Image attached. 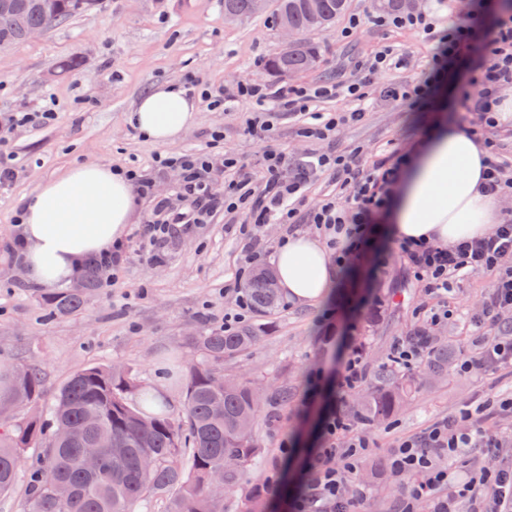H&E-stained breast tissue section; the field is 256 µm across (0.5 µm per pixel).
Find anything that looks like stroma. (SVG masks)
Returning a JSON list of instances; mask_svg holds the SVG:
<instances>
[{
    "mask_svg": "<svg viewBox=\"0 0 512 512\" xmlns=\"http://www.w3.org/2000/svg\"><path fill=\"white\" fill-rule=\"evenodd\" d=\"M373 9V0H351L348 15L331 29L310 34L319 51L316 67L287 76L270 75L263 67L279 45L270 14L228 23L224 0H101L96 11L21 44L0 47V113L35 112L50 99L56 104L52 125L10 135L16 175L0 188V364L39 369L42 405L52 402L73 373L96 363L127 368L144 387L164 384L172 408H180L189 368L202 359L195 336L223 328L225 313L236 309L234 294L224 287L239 267L240 243L233 229L244 217L221 212L211 223L193 225L173 237L160 261L152 264L144 258L143 244L130 243L124 271L113 285L92 290L82 311L50 318L41 305L42 290L27 283L8 249L16 236L20 199L70 164L105 161L146 169L158 153L207 147L217 130L224 134L218 153L237 156L260 172L262 146L243 132L253 113L250 103L227 109L213 106L209 96L202 98L195 125L165 147L142 140L125 116L134 99L153 85L182 84L191 77L199 78L210 93L236 84L314 88L367 80L376 91L404 85L426 67L432 45L418 28H365L341 38L351 15ZM383 45L404 55L409 65L368 75L361 63ZM431 121V116L379 99L364 121L324 141L300 137L302 115L278 116L275 139L298 157L359 148L373 160L390 143L413 149ZM492 283L489 275L458 283L448 297L458 317L430 328V335L448 337L450 361L476 354L478 332L464 312L481 303ZM433 303L404 262L392 261L381 272L362 262L342 272L324 302L286 303L262 328L255 346L225 358V375L249 380L266 397L254 433L268 461L225 494L226 512H237L241 499L257 490L271 512H288L293 485L281 477V444L288 439L301 450L315 447L318 418L335 403L338 355L347 343L361 345L368 377L376 379L393 341L419 328L414 308ZM330 309L335 317L328 329L321 318ZM316 371L323 380L313 389L308 377ZM285 384L291 399L274 401V392ZM492 395L512 398V368L452 372L437 384L417 387L392 425L370 429L372 447L353 476L354 482L367 485L368 493L354 512H398L401 482L372 469L371 461L387 460L399 438L423 432ZM483 425L499 435L502 446L494 453H474V467L512 465V414L487 416Z\"/></svg>",
    "mask_w": 512,
    "mask_h": 512,
    "instance_id": "35a3bbf8",
    "label": "stroma"
}]
</instances>
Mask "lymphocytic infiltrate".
<instances>
[{"instance_id":"1","label":"lymphocytic infiltrate","mask_w":512,"mask_h":512,"mask_svg":"<svg viewBox=\"0 0 512 512\" xmlns=\"http://www.w3.org/2000/svg\"><path fill=\"white\" fill-rule=\"evenodd\" d=\"M418 27L434 42L435 50L426 68L400 88L384 90L386 100L407 105L412 111L427 112L437 86L448 67L460 58L470 59L467 75L458 83L456 95L464 109L476 110L479 123L469 124L472 135L483 138L486 128L497 126L495 108L502 86L512 85V0H469L464 12L447 26H439L430 15L402 13L384 17L367 13L352 17L349 26L363 25ZM345 94L363 101L369 93L363 86H323L316 91L281 86L271 89L241 84L219 92L216 103L234 104L250 100L258 114L247 122V134L264 144L263 176L254 180L249 166L240 159L216 157L206 149H190L177 155L159 154L157 170L175 169L180 173L177 193L186 207L175 206L167 197L153 193L152 180L137 167L127 175L139 197L149 199L150 216L141 227L152 246L150 260H157L177 229L207 223L218 211H244L248 223L240 225L242 248L234 282L227 289L235 293L237 313L224 317L225 331L235 330L249 308L243 280L260 261L264 245L251 232L257 224H313L328 233V243L336 252L340 267L362 257L375 224L383 219L393 187L408 162L400 148L386 150L377 159L365 160L360 152L313 153L293 159L287 148L271 146L273 116L278 112L302 114L312 96ZM326 174L336 181L340 192L322 200L308 211L299 208L315 175ZM223 182V194H215L214 182ZM403 260L414 279L421 282L438 307L418 308L426 323L436 325L452 318L448 296L464 278L489 274L494 286L485 296L479 312L469 314V322L486 329L478 355L459 359L460 372L479 365L488 369L512 366V336L505 331L512 325V217L495 225L489 234L466 239L451 246L432 242L400 241L395 255L375 258L377 268H386L392 257ZM432 337L401 336L392 344L387 364L405 372L416 371L429 356ZM368 373L360 347L346 353L339 371L338 400L335 410L322 426V445L312 449L305 461V483L294 497L289 512H349L351 502L363 499L367 488L350 483L369 448L365 430L354 429L345 411L348 397L367 380ZM474 413L464 409L450 421L434 424L423 433L402 438L393 449L389 468L405 481L399 512H415L414 504L425 500L431 512H512V467L481 469L457 480L456 471L466 468L470 455L479 449L499 448L497 434L476 427ZM416 473L420 482H408Z\"/></svg>"}]
</instances>
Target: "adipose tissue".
<instances>
[{"label":"adipose tissue","instance_id":"ef3b65f1","mask_svg":"<svg viewBox=\"0 0 512 512\" xmlns=\"http://www.w3.org/2000/svg\"><path fill=\"white\" fill-rule=\"evenodd\" d=\"M197 101L164 83L140 95L126 115L148 142L179 140L196 122ZM486 151L454 122L436 124L417 145L387 213V236L450 245L486 234L496 202L481 190ZM20 252L28 282L50 289L71 282L84 263L124 241L138 202L122 168L76 163L47 179L21 202ZM278 286L289 301L314 304L335 285L321 241L293 233L274 254Z\"/></svg>","mask_w":512,"mask_h":512}]
</instances>
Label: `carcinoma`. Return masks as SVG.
Returning <instances> with one entry per match:
<instances>
[{
	"label": "carcinoma",
	"instance_id": "1",
	"mask_svg": "<svg viewBox=\"0 0 512 512\" xmlns=\"http://www.w3.org/2000/svg\"><path fill=\"white\" fill-rule=\"evenodd\" d=\"M0 6V42L26 41L16 27L12 9L23 10L31 26L48 29L92 10L97 0H53L52 10L41 0H7ZM349 8V0H321V13L313 15L307 0H276L272 22L286 16L301 34L332 27ZM224 12L254 16L253 0H224ZM318 60L316 47L302 40L298 52L283 62L267 60L270 71H308ZM274 273L257 271L245 291L253 310L271 314L281 307L279 290L268 287ZM100 285L97 267L89 266L77 288H64L42 299L48 315L81 310L89 290ZM258 329L244 327L226 333L212 329L195 337L203 361L189 370L182 408L174 412L149 393L142 396L145 416L127 395L137 387L127 371L100 364L75 372L38 420H14L7 409L41 399L42 378L30 368L11 373L0 391V493L11 490L21 469L28 467L30 448L37 449L34 483L28 490V512H139L153 499L165 501V512H224V499L209 489L212 474H224V491L242 484L261 456L253 427L262 394L248 381L224 377V358L254 346ZM432 380L448 376V346L434 347L429 360ZM422 380L389 367L376 384L352 406L358 423L371 428L399 412ZM108 440L103 449L102 472L85 471L81 448L92 438ZM240 512H269L259 493L241 503Z\"/></svg>",
	"mask_w": 512,
	"mask_h": 512
}]
</instances>
